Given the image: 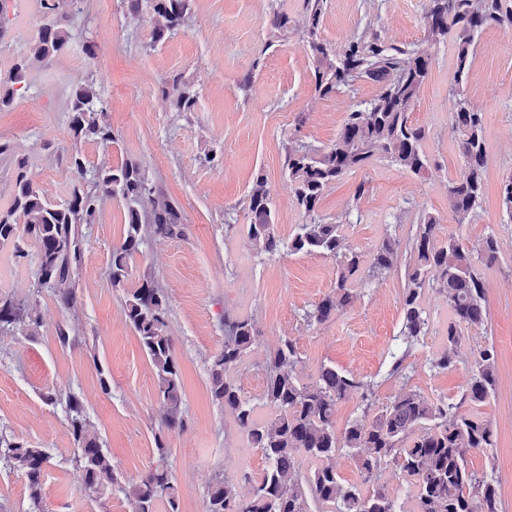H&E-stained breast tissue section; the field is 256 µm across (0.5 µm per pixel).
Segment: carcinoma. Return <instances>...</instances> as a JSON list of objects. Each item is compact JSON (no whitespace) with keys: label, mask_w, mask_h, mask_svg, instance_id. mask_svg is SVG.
I'll use <instances>...</instances> for the list:
<instances>
[{"label":"carcinoma","mask_w":512,"mask_h":512,"mask_svg":"<svg viewBox=\"0 0 512 512\" xmlns=\"http://www.w3.org/2000/svg\"><path fill=\"white\" fill-rule=\"evenodd\" d=\"M195 0H127L134 14L154 18L153 43L162 42L181 27ZM425 15L428 40L439 44L456 30L455 70L449 135L464 161L460 176L448 183V211L455 223L471 222L483 196L487 147L483 113L464 95L472 65L476 37L486 28L512 24V0H428ZM326 0H304L305 46L312 60L314 90L321 97L367 79L379 86L371 101L348 113L336 141L313 151L304 145L288 148L285 160L288 182L299 209L311 216L288 239L277 235L266 180L258 175L249 191L250 224L247 233L260 253L270 256L323 254L336 258L333 293L304 314L308 325H319L355 300L351 283L363 266L369 272L392 271L400 241L386 236L368 254L345 251L342 225L312 218L325 189L344 173L368 165L376 156L390 159L401 169L420 176L430 167L426 152L429 132L413 124L410 113L430 71L432 58L418 50L388 44L372 32L350 41L341 50L319 38ZM70 36L56 22L42 24L33 37L34 58L51 64L62 54ZM180 112L194 110L197 92L176 78L168 89ZM99 91L91 83L79 84L70 98V127L76 137L112 141V130L99 123ZM71 164L85 185L73 189L61 204L48 201L27 177L25 163L17 164L9 206L0 210V245L13 244L17 258L25 257L23 238L37 248L35 288L50 290L69 308L76 302L73 289L82 262V226L91 224L105 197H118L125 206V235L112 250L109 275L118 286L128 276L130 262L150 236L173 237L180 232L178 209L148 183L141 166L125 162L117 167L88 172L79 154ZM440 222L426 215L411 240L413 263L406 272L400 302L402 327L399 339L411 346L427 334L429 316L421 298L428 288L442 292L451 311L445 342L431 365L447 370L458 364L462 328L482 326L487 320L486 288L476 262L487 266L498 261L496 238L485 237L476 249L448 235L439 239ZM168 299L151 280L127 293L124 315L139 338L153 367L157 395L164 409L167 429L183 427L182 380L174 356V338L167 323ZM40 327L33 308L21 299L0 298V335H31ZM256 330L247 319L224 317V348L210 363L213 399L230 410L251 447L261 449L267 466L254 477L245 494L218 481L208 490L207 512H502L493 476L478 474L469 466L471 452L494 447L490 424L477 415H461L459 405L444 399L431 401L413 390H403L368 420H352L344 430L336 427L337 404L355 396L362 413L372 405L374 384L356 379L333 365L323 364L308 382L301 381V358L290 339H284L266 359L265 387L259 399L243 394L235 372L255 341ZM497 352L493 345L476 348L462 386L460 402L487 403L496 390ZM271 412L263 419L258 409ZM74 442V460L83 472L85 487L98 493L117 488L130 501L133 512H154L157 503L167 512H179L178 489L166 464V445L155 437L158 464L140 481L122 485L100 437L90 429L85 407L74 393L63 402ZM348 449L357 458L362 484L344 482L333 459ZM48 452L19 442L0 431V465L19 472L27 481L32 512H41L42 481ZM310 461L303 470L300 459ZM394 465L393 476L410 488L413 507L398 505L387 490L383 473Z\"/></svg>","instance_id":"obj_1"}]
</instances>
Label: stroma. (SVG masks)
<instances>
[{"mask_svg":"<svg viewBox=\"0 0 512 512\" xmlns=\"http://www.w3.org/2000/svg\"><path fill=\"white\" fill-rule=\"evenodd\" d=\"M428 0H326L322 39L336 48L368 31L389 44L426 52L432 67L411 118L429 131L428 171L405 172L377 156L345 174L323 193L317 216L342 223L346 249L371 251L386 235L400 240L431 214L442 233L478 246L494 234L499 259L479 266L486 288L485 325L464 329L460 364L433 370L451 313L438 289L422 303L428 333L411 346L405 378L391 376L390 352L402 326L400 299L409 253L398 255L390 274L355 283L352 308L320 325L304 314L328 295L336 260L323 254L259 253L247 234V195L263 175L272 200L276 232L288 238L307 220L293 202L283 164L289 147L323 149L332 144L347 112L374 98L368 81L326 97L314 92L312 64L303 42L304 0H195L190 18L161 43L152 40L150 14L129 13L125 0H83L60 10L58 24L70 43L51 65L33 61L30 42L44 18L35 0H7V32L0 38V67L26 62V79L13 102L0 109V207L12 197V174L25 162L28 176L51 202H64L80 179L71 166L80 154L87 170L138 162L157 192L178 208L182 232L151 237L133 259L129 274L113 286V247L124 238L125 207L116 198L100 203L95 223L84 225L83 257L74 281L77 305L64 309L57 296L35 288L37 257L12 255L0 246V296L28 301L41 325L32 336H0V430L17 441L46 449L42 512H131L124 494L87 491L73 460L75 444L61 406L46 393L73 392L84 403L92 428L123 483L138 481L156 465L155 436L168 448L167 464L177 484L179 512H207L215 481L241 484L243 473L259 475L266 462L249 446L231 413L212 399L209 363L224 346V318H245L257 336L236 379L245 395L259 396L264 362L283 339L295 341L302 381L331 364L374 383V406L382 408L402 389L425 398L458 402L473 352L486 342L497 349L494 396L461 414L487 420L494 447L471 454L470 466L493 475L503 512H512V221L503 214L501 184L512 177V28L480 34L464 93L482 112L488 159L481 205L471 223L455 224L448 212L447 185L460 176L462 161L448 134L454 43L428 41ZM287 14V31L269 25L273 13ZM198 93L194 111H176L163 93L173 79ZM79 83L94 84L102 104L99 120L112 140L74 137L70 96ZM305 115L297 124V115ZM154 281L168 298L167 321L183 384V428L160 420L156 379L139 340L126 322L127 293ZM75 338L60 346L56 329ZM109 389H102L101 377Z\"/></svg>","mask_w":512,"mask_h":512,"instance_id":"stroma-1","label":"stroma"}]
</instances>
